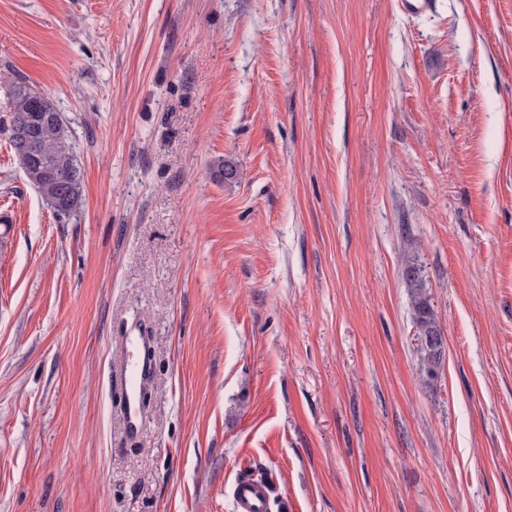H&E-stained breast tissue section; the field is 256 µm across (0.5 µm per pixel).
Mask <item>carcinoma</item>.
Listing matches in <instances>:
<instances>
[{
  "label": "carcinoma",
  "mask_w": 512,
  "mask_h": 512,
  "mask_svg": "<svg viewBox=\"0 0 512 512\" xmlns=\"http://www.w3.org/2000/svg\"><path fill=\"white\" fill-rule=\"evenodd\" d=\"M35 92L17 81L13 86V113L10 147L18 138L35 134L34 146L25 156L15 154L29 185L59 216L72 215L80 205L81 180L70 149L71 130L63 117L45 97L40 108L32 105ZM404 278L411 293L414 325L426 343L418 347L420 369L435 379L443 368L445 336L430 302L421 270L412 258L407 259Z\"/></svg>",
  "instance_id": "cac0c4a2"
}]
</instances>
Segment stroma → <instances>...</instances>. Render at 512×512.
<instances>
[{"label": "stroma", "instance_id": "stroma-1", "mask_svg": "<svg viewBox=\"0 0 512 512\" xmlns=\"http://www.w3.org/2000/svg\"><path fill=\"white\" fill-rule=\"evenodd\" d=\"M19 79L70 217L10 149ZM260 470L279 512H512V0H0V512H234ZM35 93L22 81L13 86L10 147L29 185L57 215L69 217L81 201L80 174L69 144L71 130L44 96L40 97V108L35 109ZM27 130L36 135L34 146L21 157L15 141L27 136ZM404 278L411 293L414 325L426 343L418 348L420 369L429 379L438 377L445 357V336L430 302L421 270L415 259L407 258ZM126 361L120 372L124 391V417L127 428L135 433L140 427L141 392L154 374L150 336L138 331L125 337Z\"/></svg>", "mask_w": 512, "mask_h": 512}]
</instances>
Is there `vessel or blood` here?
Wrapping results in <instances>:
<instances>
[{
  "label": "vessel or blood",
  "mask_w": 512,
  "mask_h": 512,
  "mask_svg": "<svg viewBox=\"0 0 512 512\" xmlns=\"http://www.w3.org/2000/svg\"><path fill=\"white\" fill-rule=\"evenodd\" d=\"M126 361L120 372L124 391V417L130 432H137L141 418V392L154 374L151 339L144 333L126 337ZM266 489L250 476L241 477L233 496L234 512H265Z\"/></svg>",
  "instance_id": "obj_1"
}]
</instances>
